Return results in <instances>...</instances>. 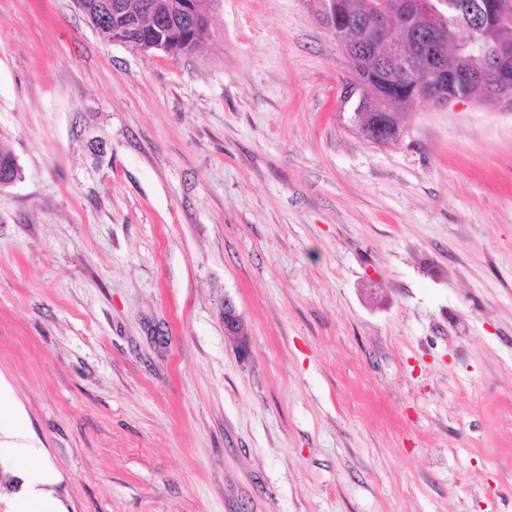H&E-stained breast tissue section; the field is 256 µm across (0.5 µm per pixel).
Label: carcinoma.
<instances>
[{
  "instance_id": "cac0c4a2",
  "label": "carcinoma",
  "mask_w": 512,
  "mask_h": 512,
  "mask_svg": "<svg viewBox=\"0 0 512 512\" xmlns=\"http://www.w3.org/2000/svg\"><path fill=\"white\" fill-rule=\"evenodd\" d=\"M107 0H90L98 19L93 23L104 37L112 38V19L99 5ZM179 0H126L129 14L139 23L141 39L151 38L155 23L154 6L173 5ZM336 15L349 20L344 35V48L352 60V74L342 89L343 102L350 105V121L369 142L394 145L403 133L402 113L397 106L409 109L422 102H437L456 93L468 94L486 103L493 94L494 77L500 57H508L512 69V6L504 12L496 8L489 14L484 27H478L456 8L460 0H432L444 19L420 35L404 27L400 36L409 44L408 57L415 66L427 57L434 65L414 72L409 67L386 63L375 50V19L370 0H335ZM207 23L196 20L167 29L166 48L176 55L191 52ZM21 178V166L16 157L0 150V183Z\"/></svg>"
}]
</instances>
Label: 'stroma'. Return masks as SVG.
Instances as JSON below:
<instances>
[{
    "mask_svg": "<svg viewBox=\"0 0 512 512\" xmlns=\"http://www.w3.org/2000/svg\"><path fill=\"white\" fill-rule=\"evenodd\" d=\"M351 71L312 0L179 58L0 0V378L56 512H512V111L375 146Z\"/></svg>",
    "mask_w": 512,
    "mask_h": 512,
    "instance_id": "1",
    "label": "stroma"
}]
</instances>
